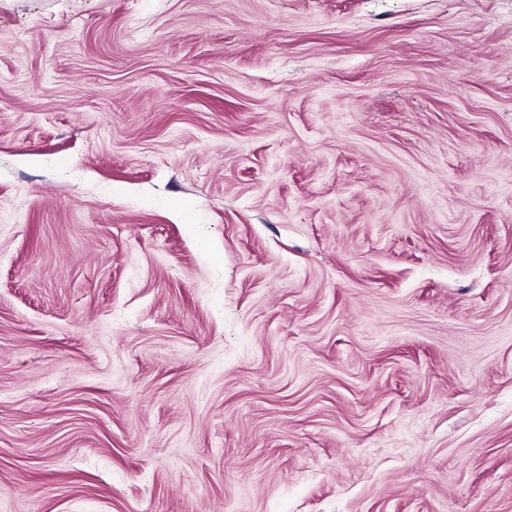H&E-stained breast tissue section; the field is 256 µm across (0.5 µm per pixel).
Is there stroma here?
Returning <instances> with one entry per match:
<instances>
[{"instance_id": "35a3bbf8", "label": "stroma", "mask_w": 512, "mask_h": 512, "mask_svg": "<svg viewBox=\"0 0 512 512\" xmlns=\"http://www.w3.org/2000/svg\"><path fill=\"white\" fill-rule=\"evenodd\" d=\"M512 512V0H0V512Z\"/></svg>"}]
</instances>
